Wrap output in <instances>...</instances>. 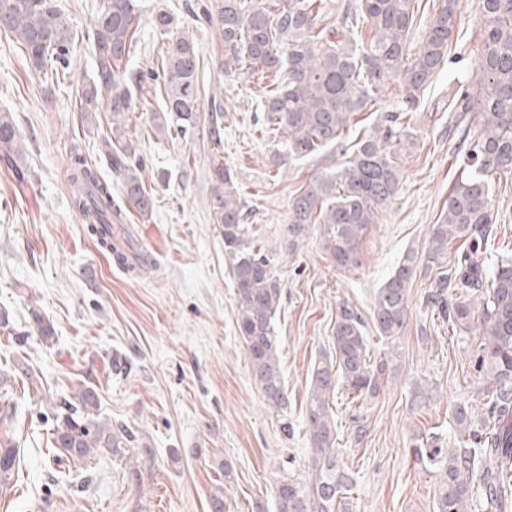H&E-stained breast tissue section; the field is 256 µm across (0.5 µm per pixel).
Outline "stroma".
<instances>
[{
	"mask_svg": "<svg viewBox=\"0 0 512 512\" xmlns=\"http://www.w3.org/2000/svg\"><path fill=\"white\" fill-rule=\"evenodd\" d=\"M164 5L189 32L201 56L224 53L214 28L200 21L204 0H143ZM484 44L478 0H464L457 43L444 69L405 119L412 145L400 159L398 193L379 211L361 243L363 264L337 269L312 232L288 248L282 227L297 190L311 177L336 172L342 155L325 148L291 155L284 138L261 131V102L268 82L244 75L201 80L224 101V148L246 202V221L260 229L283 288L276 331L288 391L290 433L255 382L237 333L232 280L224 237L210 216L213 158L202 133L169 137L154 127L162 93L145 94L122 125L142 177L154 194L151 215L124 210L112 242L128 257L120 269L101 248L90 225L71 205L64 169L79 147L103 178L116 175L104 155L110 123L104 112L76 106L82 81L94 69L88 45H78L69 81L48 87L15 43L0 36V111L16 116L26 142V180L0 165V435L18 446L21 466L0 489V512H208L223 488L228 512H273L274 488L284 475L309 477L310 437L305 405L316 359L330 348L339 303L370 318L376 291L406 254L422 256L432 226L448 199L470 142L480 133L472 114L448 103L459 84L475 82ZM500 220L488 247L512 250V172L493 178ZM430 286L418 273L409 288L405 329L396 342L369 335L372 360L388 357L377 396L364 404L367 434L350 425L347 390L332 402L338 453L356 473L352 512H435L437 470L415 459L416 441L437 436L455 448L467 437L457 426L458 406L485 410V381L472 366V334L449 332L434 320L424 296ZM55 330L52 345L29 334L32 311ZM28 364L31 376L17 364ZM100 393V417L133 430L153 448L141 460V484L126 478L125 459L102 454L55 466L48 405L75 396L83 385ZM230 462L223 477L219 461Z\"/></svg>",
	"mask_w": 512,
	"mask_h": 512,
	"instance_id": "1",
	"label": "stroma"
}]
</instances>
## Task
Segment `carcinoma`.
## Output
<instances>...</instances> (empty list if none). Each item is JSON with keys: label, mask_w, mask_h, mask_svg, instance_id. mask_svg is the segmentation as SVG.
<instances>
[{"label": "carcinoma", "mask_w": 512, "mask_h": 512, "mask_svg": "<svg viewBox=\"0 0 512 512\" xmlns=\"http://www.w3.org/2000/svg\"><path fill=\"white\" fill-rule=\"evenodd\" d=\"M421 0H360L344 16L339 35L324 23L322 0H288L273 12L248 0H207L201 18L224 43L216 69L224 74L275 73L277 86L263 100V127L268 135H287L288 150L305 157L325 147L343 146L344 134L358 112L382 99L389 80L401 79L396 108L384 113L374 132L351 146L341 170L316 176L289 204L284 238L289 246L316 230L321 246L336 267L345 271L362 264L360 242L379 210L397 192L402 179L399 159L409 145L402 124L415 111L421 93L443 69L453 45L462 0H438L428 32L411 53L407 40L423 16ZM484 52L480 76L471 87L459 86L450 104L473 113L481 128L448 192L439 222L432 226L424 259L432 276L425 295L428 309L454 331L476 333L474 367L484 374L489 436L469 434L472 448L415 447L440 471L436 512H470L479 498L486 512H512V256L494 266L485 259L495 233L492 176L512 171V0H479ZM143 21L140 0H102L91 28L71 25L54 0H0V34L18 44L40 78L69 77L71 49L83 40L94 57L93 77L78 92L80 111L111 114L112 133L119 134L128 113L137 109L146 82L164 90L165 111L152 116L155 129L174 130L181 137L202 129L215 151L224 146V103L211 99L201 118V61L192 39L164 9L151 13L152 27L164 39L161 67L144 73L129 67ZM365 25L372 38L361 42L351 32ZM25 153L22 131L12 113H0V160L18 179L25 173L18 160ZM129 144L107 152L121 181L124 205L146 217L154 196L141 177L142 166L131 161ZM75 210L86 224H110L112 184L79 150L66 170ZM210 211L222 227L224 257L234 282L237 329L252 373L267 404L288 408L275 318L283 289L273 260L257 231L244 223L245 202L232 170L214 158ZM462 239L468 249L450 259L448 244ZM417 264L406 255L374 297L373 327L393 342L407 322L408 289ZM32 324L41 341L52 344L53 326L36 311ZM365 320L343 302L336 311L331 352L315 361L305 416L311 438L306 482L286 477L274 488L276 512H349L356 472L344 466L336 448V419L330 406L339 384L356 400L377 394L388 361L369 357ZM99 393L91 386L53 407L52 446L56 461L80 462L100 454L120 457L136 441L128 428L112 429L99 419ZM17 451L12 439L0 438V485L15 475Z\"/></svg>", "instance_id": "cac0c4a2"}]
</instances>
